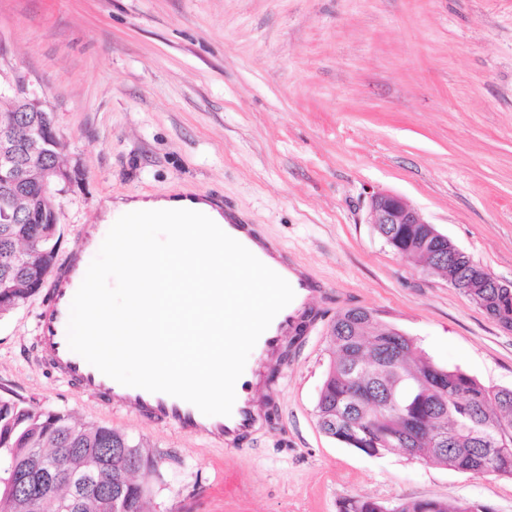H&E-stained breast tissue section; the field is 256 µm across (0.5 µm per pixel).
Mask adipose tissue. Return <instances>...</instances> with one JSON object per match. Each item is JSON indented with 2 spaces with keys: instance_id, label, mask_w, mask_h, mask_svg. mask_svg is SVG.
<instances>
[{
  "instance_id": "obj_1",
  "label": "adipose tissue",
  "mask_w": 512,
  "mask_h": 512,
  "mask_svg": "<svg viewBox=\"0 0 512 512\" xmlns=\"http://www.w3.org/2000/svg\"><path fill=\"white\" fill-rule=\"evenodd\" d=\"M98 211L104 224L130 212L143 215L144 228L132 248L138 268L129 272L127 285L151 292L154 271L162 266L171 290V300L165 308L145 307L144 318L130 322L128 336L133 350L129 365L141 369L142 350L155 343L154 337L142 333L145 319L170 327V349L159 354L153 376L160 382L177 379L184 388L194 391L198 399L207 400L217 385L210 371L214 358L233 357L239 349L249 347L251 326L263 319L271 304L257 272L246 257L239 255L234 263L214 265L213 279L201 278V269L212 265L216 254L233 250L230 243L219 244L208 236L206 226L217 220L218 215L205 200L118 196L99 201ZM216 279L225 287L242 289L246 298L238 309L246 325L230 336L220 331L221 326L230 323V316L225 308L210 306L207 299Z\"/></svg>"
}]
</instances>
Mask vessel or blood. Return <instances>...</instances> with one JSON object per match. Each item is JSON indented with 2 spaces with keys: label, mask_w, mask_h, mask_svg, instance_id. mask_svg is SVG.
I'll return each mask as SVG.
<instances>
[{
  "label": "vessel or blood",
  "mask_w": 512,
  "mask_h": 512,
  "mask_svg": "<svg viewBox=\"0 0 512 512\" xmlns=\"http://www.w3.org/2000/svg\"><path fill=\"white\" fill-rule=\"evenodd\" d=\"M208 230L213 240L234 241L238 252L249 257L271 288L273 305L264 320L251 331L257 356L252 371L262 374L265 366L276 359L288 336L296 333L307 299L316 291L317 284L298 269L292 276H285L282 269L289 261L277 244L270 242L263 245L261 252H253L251 244L256 233L250 225L212 224ZM108 231L105 224L84 225L77 234L74 249L51 268L49 300L38 320L39 341L47 360L63 378L98 396L101 401H117L124 410L184 435L204 438L214 446L238 443L266 421L265 406L246 387L236 388L230 415L208 416L180 398L122 385L70 350L67 341L70 305L92 256L100 249Z\"/></svg>",
  "instance_id": "b4317fda"
}]
</instances>
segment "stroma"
Masks as SVG:
<instances>
[{
    "label": "stroma",
    "mask_w": 512,
    "mask_h": 512,
    "mask_svg": "<svg viewBox=\"0 0 512 512\" xmlns=\"http://www.w3.org/2000/svg\"><path fill=\"white\" fill-rule=\"evenodd\" d=\"M45 96L75 182L59 254L100 197L190 186L245 214L321 286L267 423L212 447L77 394L40 359V296L0 316V398L125 433L158 461L150 512H339L349 497L512 512V477L345 447L315 407L336 314L365 308L434 363L512 389V334L395 252L404 198L512 281V0H0V81Z\"/></svg>",
    "instance_id": "35a3bbf8"
}]
</instances>
